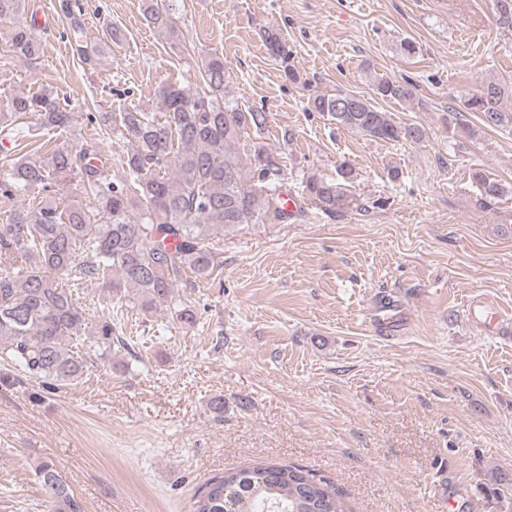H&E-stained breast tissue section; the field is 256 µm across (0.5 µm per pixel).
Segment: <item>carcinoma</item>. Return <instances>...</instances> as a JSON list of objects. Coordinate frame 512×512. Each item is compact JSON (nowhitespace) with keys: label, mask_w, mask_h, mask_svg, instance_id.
I'll return each instance as SVG.
<instances>
[{"label":"carcinoma","mask_w":512,"mask_h":512,"mask_svg":"<svg viewBox=\"0 0 512 512\" xmlns=\"http://www.w3.org/2000/svg\"><path fill=\"white\" fill-rule=\"evenodd\" d=\"M501 28L512 31V0H494ZM72 54L90 69L97 67L100 46L87 42L80 0H63ZM148 19L175 36L178 27L167 0H153ZM0 21L13 26L12 46L27 61L39 58L41 34L28 0H0ZM268 54L286 60L288 49L274 29L264 31ZM202 85L190 94L175 86L160 92L162 117L152 112L75 111L56 88L7 100L12 123L0 135L25 141L26 129L16 122L30 117L42 129L68 134L84 116L130 144L118 159V173L98 157L97 144L55 149L46 156L21 157L0 177V198L39 189L41 201L10 214L0 224V361L13 365L49 388L79 383L88 370L84 347L111 353L112 323L85 335L89 313L57 279L74 278L111 292L113 305L140 307L144 313L172 298L174 287L192 273L206 279L219 267L224 228L244 224H280L285 164L280 151L248 143L267 127V113L243 111L224 94V59L209 56L202 64ZM374 95L385 100L409 99L408 83L385 77L373 83ZM507 89L489 82L464 102L489 128L512 125L503 109ZM309 106L336 124L374 140L418 141L424 131L400 125L371 100L339 91L309 99ZM342 180L311 176L302 198L328 214L352 208L353 171L341 169ZM73 179L88 203L60 207L52 195L56 184ZM481 200L495 202L512 188L475 171L471 176ZM171 316L180 327L195 326L197 314L175 305ZM48 512H84L52 463L35 471ZM235 500H229L230 496ZM196 512H347L342 495L327 479L297 467L259 463L207 480L196 493Z\"/></svg>","instance_id":"1"}]
</instances>
